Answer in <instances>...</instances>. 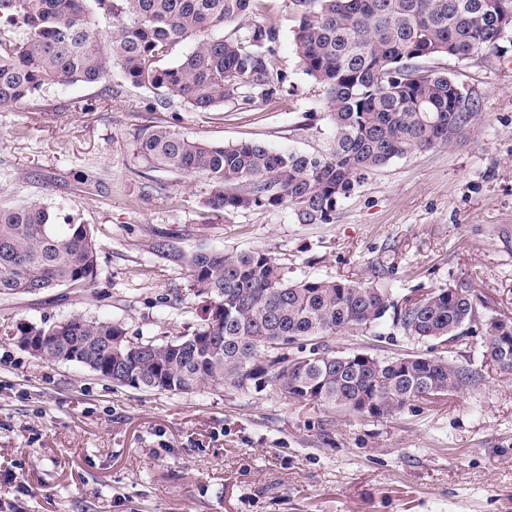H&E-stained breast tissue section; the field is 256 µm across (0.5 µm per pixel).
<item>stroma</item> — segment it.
Listing matches in <instances>:
<instances>
[{
  "instance_id": "35a3bbf8",
  "label": "stroma",
  "mask_w": 512,
  "mask_h": 512,
  "mask_svg": "<svg viewBox=\"0 0 512 512\" xmlns=\"http://www.w3.org/2000/svg\"><path fill=\"white\" fill-rule=\"evenodd\" d=\"M286 89L273 105L211 112L151 106L113 70L111 90L81 83L0 108V202L38 200L89 224L94 293L0 299V512H512V378L487 369L483 336L455 348L481 381L381 418L261 392L191 394L112 385L74 363L17 347L16 321L74 315L123 322L130 340H169L198 323L187 281L152 251L260 249L292 279H372L394 298L470 281L481 312L512 321V35L457 78L480 100L451 143L392 160L345 200L332 224L288 209L213 213L199 175L149 166L140 134L163 123L215 143L326 149L323 93L294 52L290 0H270ZM337 350L379 358L432 352L382 327L339 335Z\"/></svg>"
}]
</instances>
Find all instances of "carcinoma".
I'll use <instances>...</instances> for the list:
<instances>
[{"instance_id": "cac0c4a2", "label": "carcinoma", "mask_w": 512, "mask_h": 512, "mask_svg": "<svg viewBox=\"0 0 512 512\" xmlns=\"http://www.w3.org/2000/svg\"><path fill=\"white\" fill-rule=\"evenodd\" d=\"M89 0H0V108L44 88L105 83L111 66L156 103L177 99L192 112L226 102L270 104L287 75L273 44L276 27L243 35L216 31L267 0H94L113 19L104 34L89 18ZM294 50L322 88L332 128L329 147L277 152L245 140L231 145L184 136L168 125L142 133L138 155L155 168L201 174L208 205L227 215L287 208L298 224H333L342 203L391 160L451 143L473 124L479 101L456 76L429 65L483 57L506 34L494 17L512 0H292ZM193 47L179 54L183 42ZM152 250L172 257L189 277L201 322L161 343L126 339L124 324L74 315L33 326L45 336L46 362L70 352L112 368V383L188 394L201 388H270L301 402L363 417L393 415L476 384L481 374L439 354L377 358L337 351L338 334L365 335L386 319L402 335L440 345L483 331V359L511 344L512 323L485 317L472 285L460 281L397 302L371 282L335 277L291 280L263 250L186 251L163 234ZM99 276L90 225L29 201L0 204V298L37 296L56 288L92 293ZM121 337L124 358L112 354ZM311 344L306 355L291 349Z\"/></svg>"}]
</instances>
